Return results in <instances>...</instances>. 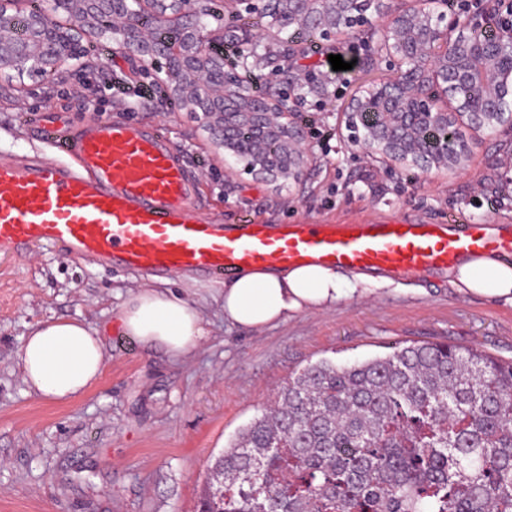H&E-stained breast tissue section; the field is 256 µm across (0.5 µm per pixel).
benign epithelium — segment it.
I'll return each instance as SVG.
<instances>
[{"instance_id":"7a95c632","label":"benign epithelium","mask_w":512,"mask_h":512,"mask_svg":"<svg viewBox=\"0 0 512 512\" xmlns=\"http://www.w3.org/2000/svg\"><path fill=\"white\" fill-rule=\"evenodd\" d=\"M216 0H52L78 28L57 25L38 6L21 15L0 0V72L36 66L56 74L82 67L77 29L106 26L119 48L150 68L165 60L164 93L181 110L201 116L203 130L224 159L275 188L302 180L309 161L306 129L285 100L238 72L224 47L236 48L234 22L242 13L271 18L263 38L291 29L329 40L370 24L393 72L353 97L347 127L366 157L391 168L454 174L471 152L462 129L480 137L512 131L507 105L512 83V26L493 34L478 24L460 28L448 0H412L395 14L388 0H224L229 22H205ZM373 10L374 19L366 16Z\"/></svg>"}]
</instances>
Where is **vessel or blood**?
<instances>
[{
    "mask_svg": "<svg viewBox=\"0 0 512 512\" xmlns=\"http://www.w3.org/2000/svg\"><path fill=\"white\" fill-rule=\"evenodd\" d=\"M66 159L15 163L0 151V252L59 245L74 258L149 276L205 273L215 279L255 267L331 265L402 274L445 270L461 258L512 257V235L486 220L444 224L357 222L225 228L171 140L151 125L94 121L47 128Z\"/></svg>",
    "mask_w": 512,
    "mask_h": 512,
    "instance_id": "vessel-or-blood-1",
    "label": "vessel or blood"
}]
</instances>
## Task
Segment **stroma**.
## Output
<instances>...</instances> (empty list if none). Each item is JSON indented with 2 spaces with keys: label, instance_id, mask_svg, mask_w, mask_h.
I'll use <instances>...</instances> for the list:
<instances>
[{
  "label": "stroma",
  "instance_id": "1",
  "mask_svg": "<svg viewBox=\"0 0 512 512\" xmlns=\"http://www.w3.org/2000/svg\"><path fill=\"white\" fill-rule=\"evenodd\" d=\"M377 43L366 25L292 55L283 32L268 42V54L250 60L261 89L287 95L306 126L311 159L300 186L275 191L225 172L199 122L170 104L156 89L157 73L140 71L108 35L83 38L86 70L0 74V149L23 162L57 159L32 134L47 112L73 127L98 119L150 124L180 149L205 204L228 224H444L461 214L511 230V135L472 141L468 167L447 176L387 168L349 140L348 101L389 72ZM332 54L350 69L331 70ZM116 77L151 88V96L125 111L112 93ZM396 280L397 287L360 286L328 309L251 330L225 323L221 283L170 274V289L200 306L209 330L191 355L175 360L144 351L113 316L130 290L158 278L75 260L59 246L0 254V512H197L215 460L308 364L436 342L512 359V305L461 293L443 272ZM61 317L99 329L106 364L85 396L52 402L23 383L16 351L30 329Z\"/></svg>",
  "mask_w": 512,
  "mask_h": 512
}]
</instances>
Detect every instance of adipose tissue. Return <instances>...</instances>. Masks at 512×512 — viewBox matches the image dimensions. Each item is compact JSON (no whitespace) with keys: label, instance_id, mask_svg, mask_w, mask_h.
I'll use <instances>...</instances> for the list:
<instances>
[{"label":"adipose tissue","instance_id":"ef3b65f1","mask_svg":"<svg viewBox=\"0 0 512 512\" xmlns=\"http://www.w3.org/2000/svg\"><path fill=\"white\" fill-rule=\"evenodd\" d=\"M463 293L512 303V259L483 254L449 270ZM365 273L333 266L260 267L224 282V319L234 326L261 330L304 311L335 305L346 285L367 281ZM117 320L125 335L143 347L185 357L208 334L199 305L166 288L131 291ZM27 387L40 398L63 402L85 395L101 377L104 352L97 329L77 319H58L34 327L17 351Z\"/></svg>","mask_w":512,"mask_h":512}]
</instances>
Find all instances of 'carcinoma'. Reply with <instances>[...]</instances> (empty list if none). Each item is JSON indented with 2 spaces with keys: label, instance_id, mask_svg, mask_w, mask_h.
Wrapping results in <instances>:
<instances>
[{
  "label": "carcinoma",
  "instance_id": "obj_1",
  "mask_svg": "<svg viewBox=\"0 0 512 512\" xmlns=\"http://www.w3.org/2000/svg\"><path fill=\"white\" fill-rule=\"evenodd\" d=\"M199 512H512V360L311 364L215 461Z\"/></svg>",
  "mask_w": 512,
  "mask_h": 512
}]
</instances>
